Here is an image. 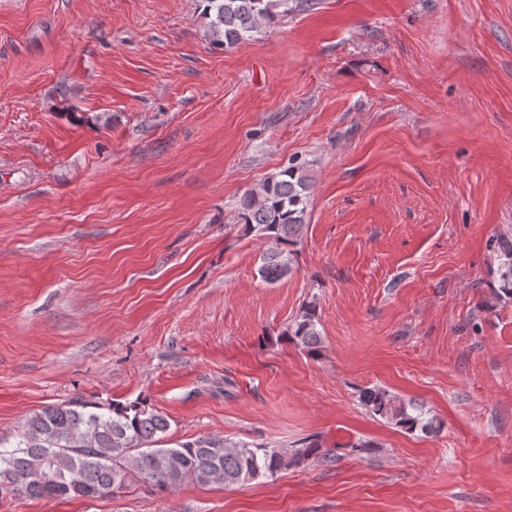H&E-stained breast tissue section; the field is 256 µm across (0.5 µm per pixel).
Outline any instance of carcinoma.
I'll return each mask as SVG.
<instances>
[{"mask_svg": "<svg viewBox=\"0 0 512 512\" xmlns=\"http://www.w3.org/2000/svg\"><path fill=\"white\" fill-rule=\"evenodd\" d=\"M209 19V44L232 47L251 39L281 16L313 5V0H202ZM309 179L301 165H290L268 177L241 200L238 218L271 243L258 273L274 284L291 271L290 247L298 243L305 224ZM498 302H512V230L490 241ZM290 335L310 352L319 348L315 315L305 312ZM360 401L375 416L407 432L433 434L440 426L385 388L362 390ZM170 428L165 415L140 402L114 404L107 411L96 405L70 402L48 405L30 416L12 448H0V494L30 498L97 499L112 495L131 481L159 489L185 480L200 484L236 485L273 477L321 456L314 441L288 450L214 436H199L156 447Z\"/></svg>", "mask_w": 512, "mask_h": 512, "instance_id": "1", "label": "carcinoma"}]
</instances>
